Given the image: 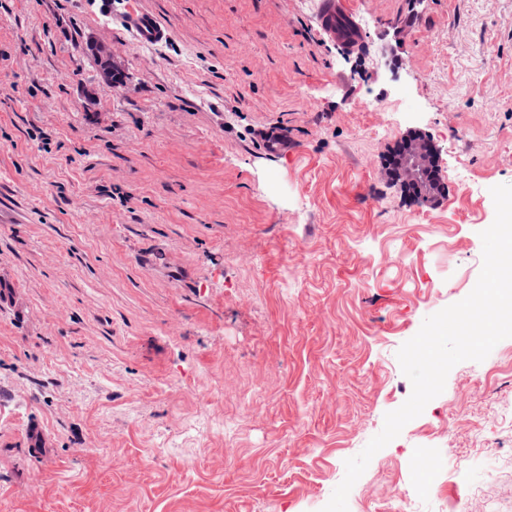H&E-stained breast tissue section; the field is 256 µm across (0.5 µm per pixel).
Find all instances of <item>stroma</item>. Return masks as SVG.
<instances>
[{
    "instance_id": "35a3bbf8",
    "label": "stroma",
    "mask_w": 512,
    "mask_h": 512,
    "mask_svg": "<svg viewBox=\"0 0 512 512\" xmlns=\"http://www.w3.org/2000/svg\"><path fill=\"white\" fill-rule=\"evenodd\" d=\"M129 2L0 0V512H321L412 392L401 345L477 283L512 0H352L362 56L311 0H137L162 45ZM416 133L430 204L385 170ZM464 493L512 512V338L450 370L348 512ZM124 22L140 43L155 45L169 37L168 28L145 9H130ZM91 56L99 66L101 78L116 87L123 83L125 79V70L120 63H117L111 52L102 44L95 43L89 45Z\"/></svg>"
}]
</instances>
